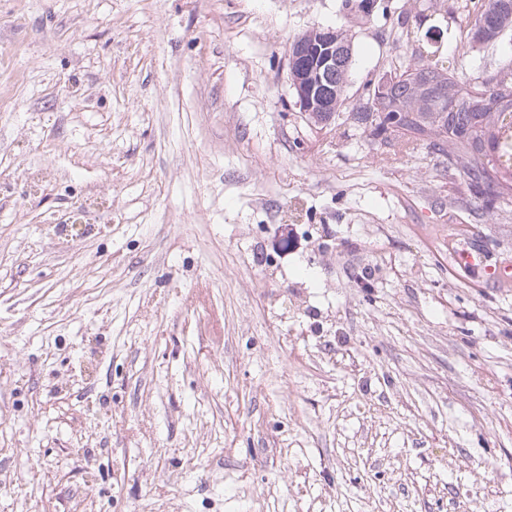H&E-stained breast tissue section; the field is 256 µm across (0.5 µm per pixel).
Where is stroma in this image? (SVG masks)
I'll list each match as a JSON object with an SVG mask.
<instances>
[{"instance_id": "1", "label": "stroma", "mask_w": 512, "mask_h": 512, "mask_svg": "<svg viewBox=\"0 0 512 512\" xmlns=\"http://www.w3.org/2000/svg\"><path fill=\"white\" fill-rule=\"evenodd\" d=\"M461 2L0 0V512H512V198L354 118L396 55L512 56ZM336 32L341 41L336 38ZM332 85L330 75L336 67ZM350 51V52H349ZM291 86L300 112L323 123L333 118L341 109L344 92L352 67L350 41L341 29H320L308 31L297 37L289 50Z\"/></svg>"}]
</instances>
